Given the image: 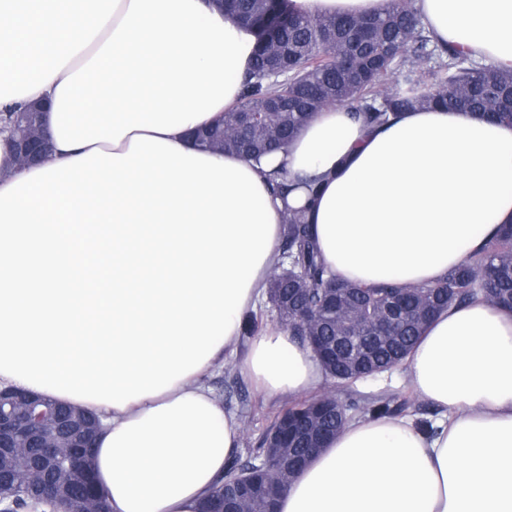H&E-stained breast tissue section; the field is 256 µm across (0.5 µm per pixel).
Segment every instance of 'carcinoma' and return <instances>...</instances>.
<instances>
[{
  "instance_id": "1",
  "label": "carcinoma",
  "mask_w": 512,
  "mask_h": 512,
  "mask_svg": "<svg viewBox=\"0 0 512 512\" xmlns=\"http://www.w3.org/2000/svg\"><path fill=\"white\" fill-rule=\"evenodd\" d=\"M271 10L288 14L277 41L288 52L281 74L265 77L270 59L267 35L259 21ZM224 12L236 16L256 37L251 68L242 78L238 104L224 111L222 125L207 128L209 138L224 140V151L260 165L285 146L312 114L342 105L368 127L410 109L443 106L479 112L512 124V69H491L472 55L433 43L412 0H388L372 15H306L291 0H224ZM288 97V111L271 112L267 103ZM272 191L285 199L293 187L280 168L267 173ZM309 208L288 214L282 254L267 280L266 302L278 323L310 344L335 391L404 363L427 322L437 313L482 297L512 310V224L481 252L470 256L435 285L389 282L370 286L342 282L326 268L318 251ZM420 411L406 391L385 389L362 403L318 396L295 403L266 434L259 462L228 466L224 479L201 503L199 512H278L248 495L247 485L278 482L288 488L310 456L315 439L304 428L312 422L327 438L358 418L414 416ZM283 452L269 454L270 437ZM41 467V449L21 446L0 454V498L20 512L47 509L44 498L23 487L22 476ZM53 488L64 485L60 512H81L89 498L109 508L93 470L76 462L46 474Z\"/></svg>"
}]
</instances>
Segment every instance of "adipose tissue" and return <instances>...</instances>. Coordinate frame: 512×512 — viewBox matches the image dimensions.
<instances>
[{
	"label": "adipose tissue",
	"instance_id": "1",
	"mask_svg": "<svg viewBox=\"0 0 512 512\" xmlns=\"http://www.w3.org/2000/svg\"><path fill=\"white\" fill-rule=\"evenodd\" d=\"M292 4L365 15L387 0ZM415 8L439 45L512 68V0ZM254 43L211 0H0V112L48 102L54 146L19 170L0 133V385L101 415L112 512H197L240 448L206 379L264 296L285 206H309L329 271L360 284L437 283L512 223V126L473 112L369 128L325 108L273 156L298 184L285 200L252 162L196 147L188 131L235 103ZM406 366L432 429L351 421L280 512H512V312L449 308ZM240 370L274 396L326 379L278 326Z\"/></svg>",
	"mask_w": 512,
	"mask_h": 512
}]
</instances>
